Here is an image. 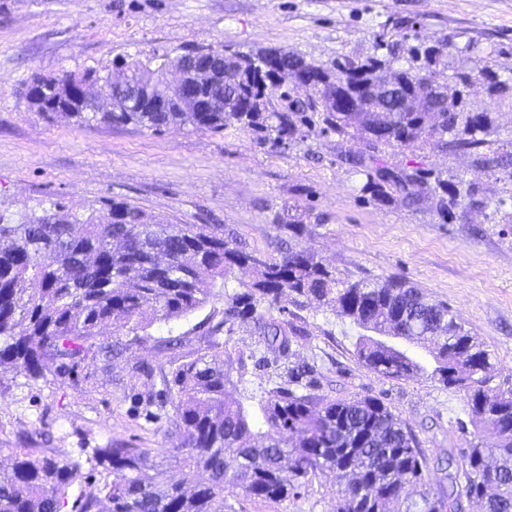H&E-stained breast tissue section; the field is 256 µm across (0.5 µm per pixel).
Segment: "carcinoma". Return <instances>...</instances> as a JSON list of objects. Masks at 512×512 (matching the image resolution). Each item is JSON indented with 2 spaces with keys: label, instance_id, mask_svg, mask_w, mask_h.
Here are the masks:
<instances>
[{
  "label": "carcinoma",
  "instance_id": "carcinoma-1",
  "mask_svg": "<svg viewBox=\"0 0 512 512\" xmlns=\"http://www.w3.org/2000/svg\"><path fill=\"white\" fill-rule=\"evenodd\" d=\"M401 46L402 40L376 33L363 60L347 56L333 70L306 62L322 84L318 95L305 100L269 80V57L290 69L300 54L235 51L224 65L223 88L202 90L218 97L215 112H151L124 99L108 112H94L76 97L59 96L68 74L35 73L29 86L39 88L31 101L40 112L61 111L85 123L133 124L156 132L169 127L220 132L236 123L273 133L279 141L321 124L338 134L354 130L388 147L491 148L490 111L469 106L467 89L482 83L496 98L508 84L483 63L480 48L420 40L404 57ZM175 64L167 53L122 61L133 78L147 74L156 85ZM384 68L400 77V89L413 93L420 111H406L395 95L368 96ZM442 69L457 98L434 112L438 92L431 77ZM344 160L364 169L363 190L375 197L385 195L387 184L412 181L374 159ZM430 192L447 211L491 208L461 178L437 175ZM231 279L239 287L232 294L226 292ZM285 291L297 303L314 300L364 331L433 345V377L465 393L476 427L466 447L448 453V484L432 489L420 440L379 398L333 401L276 388L259 400L261 417L254 418L241 402L226 399L230 372L222 360L204 353L173 371L165 390L173 411L170 433L179 444L164 449L163 458L186 470L184 477L168 476L149 448H101L98 461L112 480L81 500L75 512H226L228 493L282 502L300 496L312 478L326 472L336 479V512H460L467 494L484 497V512H512V387L493 385V352L447 303L428 299L403 279L342 276L307 249L290 246L276 258H261L224 236L222 224H172L126 202L83 214L58 203L19 219L0 214V368L33 379L51 364L75 362L94 346L111 355L114 344L101 332L105 324L136 333L185 317L220 294L224 319L213 333L248 321L267 352L283 353L288 333L271 310ZM355 349L367 369L388 378L420 369L406 352L370 336H358ZM482 428L499 431L494 445L482 441ZM195 472L204 478L190 477ZM79 477L78 467L63 456L22 448L10 467L0 468V512H63L68 489Z\"/></svg>",
  "mask_w": 512,
  "mask_h": 512
}]
</instances>
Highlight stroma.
I'll return each mask as SVG.
<instances>
[{"label": "stroma", "mask_w": 512, "mask_h": 512, "mask_svg": "<svg viewBox=\"0 0 512 512\" xmlns=\"http://www.w3.org/2000/svg\"><path fill=\"white\" fill-rule=\"evenodd\" d=\"M382 30L477 44L501 79L512 81V0H0V212L18 218L59 203L82 213L123 201L174 224L223 225L262 257L293 243L356 279L407 280L430 300L448 303L494 352L496 384L512 386V166L489 168L475 152L452 146L373 150L354 132H317L276 146L234 125L152 132L82 124L39 112L28 95L36 72L104 73L122 59L200 44H229L244 54L288 48L329 68L344 56H367ZM468 101L491 108L489 138L500 156H512V99H490L478 85ZM370 153L398 172L463 177L499 209L492 217L476 208L445 215L418 182L388 186L387 199H378L344 161ZM409 192L415 204L407 203ZM223 308V298H213L189 316L153 324L141 338L104 326V336L118 338L119 353L108 362L90 352L71 371L52 366L35 380L1 369L0 465H11L16 448L76 462L81 477L68 490L73 502L97 495L112 478L98 449L169 447L172 410L158 396L163 374L228 347L264 352L249 324L234 325L227 347L214 344L211 328ZM272 314L288 324V358L231 378L226 398L256 410L266 390L286 383V362L308 364L317 395L380 398L420 439L429 484L444 483L437 463L465 447L462 425L470 417L463 392L433 378L430 348L396 340L421 369L392 379L358 361V328L317 302L300 307L285 294ZM333 482L329 473L316 477L301 497L282 502L230 495L227 510L334 512Z\"/></svg>", "instance_id": "stroma-1"}]
</instances>
